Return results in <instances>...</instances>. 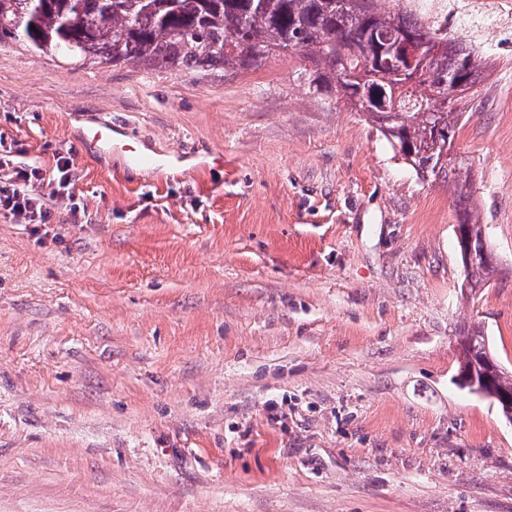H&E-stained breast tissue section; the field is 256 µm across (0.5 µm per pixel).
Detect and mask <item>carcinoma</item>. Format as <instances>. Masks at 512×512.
<instances>
[{"label":"carcinoma","mask_w":512,"mask_h":512,"mask_svg":"<svg viewBox=\"0 0 512 512\" xmlns=\"http://www.w3.org/2000/svg\"><path fill=\"white\" fill-rule=\"evenodd\" d=\"M455 17L434 20L428 7L404 0H0V45L20 43L43 55L89 64L133 63L190 72L202 65L226 71L256 67L270 53L291 48L315 66L310 83L332 86L353 111L379 124L394 152L423 178L453 179L457 223L474 219L469 169L453 153L465 114L462 103L488 61L463 34ZM411 39L421 71L398 75L390 49ZM496 266L471 269V285L485 288ZM468 365L494 357L484 329H467ZM512 395V376L501 371L486 398Z\"/></svg>","instance_id":"1"}]
</instances>
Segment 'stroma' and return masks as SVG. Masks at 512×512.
Returning a JSON list of instances; mask_svg holds the SVG:
<instances>
[{
  "label": "stroma",
  "mask_w": 512,
  "mask_h": 512,
  "mask_svg": "<svg viewBox=\"0 0 512 512\" xmlns=\"http://www.w3.org/2000/svg\"><path fill=\"white\" fill-rule=\"evenodd\" d=\"M455 149L497 270L463 287L451 185L306 60L184 73L0 46V512H512V29ZM108 122L105 139L93 137ZM150 158L147 166L135 157ZM69 158L60 157L56 161L52 177H49L48 185L51 186L50 198L56 197L60 192L65 191L71 184ZM40 174L39 168L30 170L19 169L13 171L11 177L2 182L5 185L0 187V210L9 213L23 214L30 221L36 224H46L50 216L48 201L45 196H33L28 192V185L31 177ZM6 184H9L8 186ZM462 337H464L465 341L468 339H474L473 344L466 343L462 348V353L466 359L467 365L473 364L478 367V365L488 357H491L497 361L495 355L490 349L489 342L484 333V329L480 326L479 323H477V325H473L471 328H468ZM491 358L483 363V367L480 370L482 373V378L492 375L497 370V365Z\"/></svg>",
  "instance_id": "stroma-1"
}]
</instances>
